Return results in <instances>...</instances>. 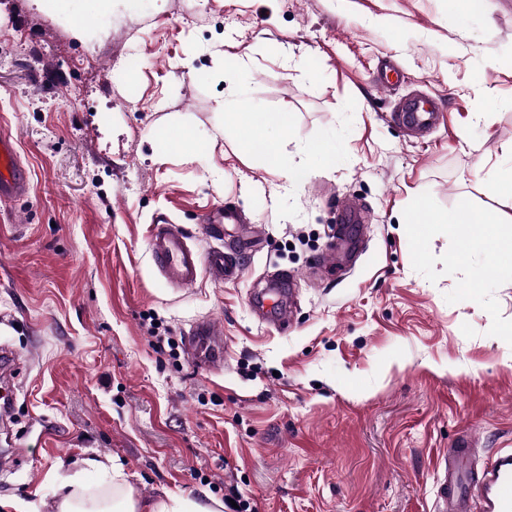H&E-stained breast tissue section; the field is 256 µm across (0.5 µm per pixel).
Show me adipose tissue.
Listing matches in <instances>:
<instances>
[{"mask_svg": "<svg viewBox=\"0 0 512 512\" xmlns=\"http://www.w3.org/2000/svg\"><path fill=\"white\" fill-rule=\"evenodd\" d=\"M238 134L241 152L258 151L271 160L279 158V134L289 126L287 113L260 112L248 101H240L230 111ZM487 231L482 238L463 236L462 254L486 250L493 270L512 277V230L505 229L503 214L487 217ZM53 512H220L221 504L212 497L200 499L174 492L144 503L136 500L122 466L90 458L84 460L67 482L60 485L52 504Z\"/></svg>", "mask_w": 512, "mask_h": 512, "instance_id": "adipose-tissue-1", "label": "adipose tissue"}]
</instances>
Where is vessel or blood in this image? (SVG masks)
I'll return each instance as SVG.
<instances>
[{"label": "vessel or blood", "mask_w": 512, "mask_h": 512, "mask_svg": "<svg viewBox=\"0 0 512 512\" xmlns=\"http://www.w3.org/2000/svg\"><path fill=\"white\" fill-rule=\"evenodd\" d=\"M414 135L429 133L438 122V109L429 102L410 99L396 113ZM30 178L18 159L15 141L0 134V206H13L28 196ZM233 210L216 205L203 217V234L220 237L225 225L238 223ZM149 252L158 274L174 288L194 286L201 277L212 282L237 278L236 253L223 247L201 249L183 227L169 220L157 221L150 233ZM193 365L209 373L224 368V332L213 321L193 323L185 336ZM472 466V446L461 439L451 445L438 465L434 512H512V450H501L483 464L475 479L466 480Z\"/></svg>", "instance_id": "vessel-or-blood-1"}]
</instances>
